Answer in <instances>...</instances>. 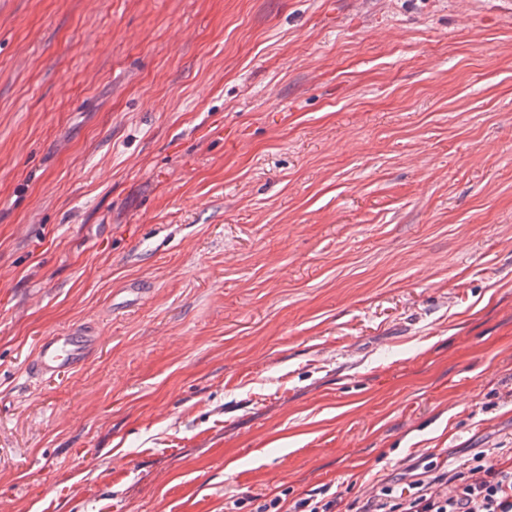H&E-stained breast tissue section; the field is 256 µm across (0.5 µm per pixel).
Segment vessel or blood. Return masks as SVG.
<instances>
[{
    "mask_svg": "<svg viewBox=\"0 0 512 512\" xmlns=\"http://www.w3.org/2000/svg\"><path fill=\"white\" fill-rule=\"evenodd\" d=\"M98 341L94 330L81 326L42 338L28 366L31 379H50L84 367Z\"/></svg>",
    "mask_w": 512,
    "mask_h": 512,
    "instance_id": "vessel-or-blood-1",
    "label": "vessel or blood"
}]
</instances>
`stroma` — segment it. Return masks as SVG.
<instances>
[{
	"label": "stroma",
	"instance_id": "35a3bbf8",
	"mask_svg": "<svg viewBox=\"0 0 512 512\" xmlns=\"http://www.w3.org/2000/svg\"><path fill=\"white\" fill-rule=\"evenodd\" d=\"M480 451L512 457L503 0H0V512L348 504ZM99 338L94 330L81 326L42 338L28 366L30 378L41 381L84 367ZM330 490L331 487H326L313 491L308 497L289 505V508L287 494H284L285 498L275 496L269 501L264 500L255 512H335L342 502V495L337 491L329 493Z\"/></svg>",
	"mask_w": 512,
	"mask_h": 512
}]
</instances>
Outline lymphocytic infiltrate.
<instances>
[{"mask_svg": "<svg viewBox=\"0 0 512 512\" xmlns=\"http://www.w3.org/2000/svg\"><path fill=\"white\" fill-rule=\"evenodd\" d=\"M340 492L313 491L295 503L276 496L256 512H336ZM350 512H512V464L477 453L456 467L429 466L405 483H383L371 496L355 499Z\"/></svg>", "mask_w": 512, "mask_h": 512, "instance_id": "f902f5d3", "label": "lymphocytic infiltrate"}]
</instances>
